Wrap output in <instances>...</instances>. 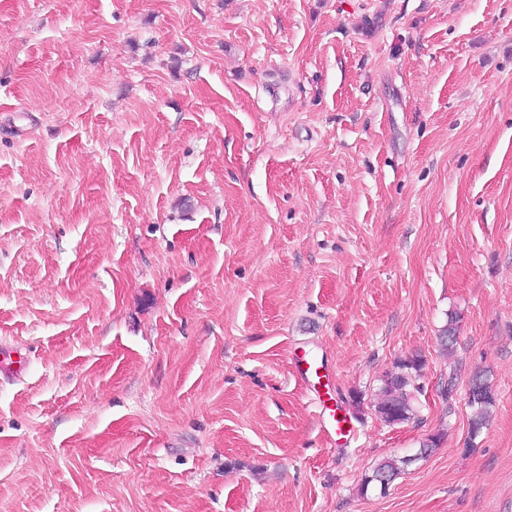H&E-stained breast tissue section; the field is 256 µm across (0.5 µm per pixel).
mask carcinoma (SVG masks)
I'll list each match as a JSON object with an SVG mask.
<instances>
[{
  "instance_id": "obj_1",
  "label": "carcinoma",
  "mask_w": 512,
  "mask_h": 512,
  "mask_svg": "<svg viewBox=\"0 0 512 512\" xmlns=\"http://www.w3.org/2000/svg\"><path fill=\"white\" fill-rule=\"evenodd\" d=\"M457 325L453 317H448V323L441 330L440 342L448 356H453L456 340ZM424 360L418 356L401 359L393 368L382 375L380 386L374 398V412L379 419L389 425H397L418 417L417 395L422 388L416 381L420 377ZM470 386L483 388L488 391L483 397L467 400L471 410L469 420L470 439H475L487 427L492 412L496 406V393L482 372L474 373ZM439 437L431 435L420 443L419 451L414 455L404 457H388L377 464L372 474L365 477L361 484V493L366 494L370 485L379 486L380 493L386 494L389 483L405 467L420 459H425L438 447Z\"/></svg>"
}]
</instances>
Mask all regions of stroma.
Returning <instances> with one entry per match:
<instances>
[{"label":"stroma","instance_id":"obj_1","mask_svg":"<svg viewBox=\"0 0 512 512\" xmlns=\"http://www.w3.org/2000/svg\"><path fill=\"white\" fill-rule=\"evenodd\" d=\"M0 342V512H512V0H0ZM424 360L418 356L401 359L382 375L375 394V415L386 424L397 425L418 418L417 395L422 388L416 381L421 376ZM467 404L471 410L469 420V438L475 439L487 427L492 412L496 406V393H488L483 397L473 398L471 389L468 390ZM439 439L437 435H431L420 443L419 451L414 455L404 457H388L377 464L370 476H365L361 484V493L367 494L371 484L379 485L380 494H386L389 483L405 467L420 459H425L438 447Z\"/></svg>","mask_w":512,"mask_h":512}]
</instances>
